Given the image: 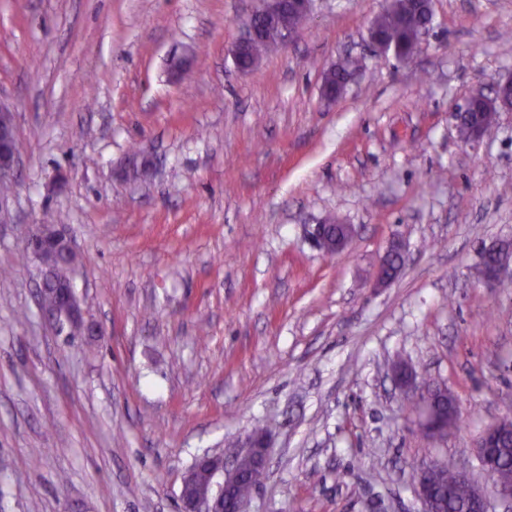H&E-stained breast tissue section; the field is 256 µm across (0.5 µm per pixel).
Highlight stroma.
<instances>
[{
	"label": "stroma",
	"mask_w": 512,
	"mask_h": 512,
	"mask_svg": "<svg viewBox=\"0 0 512 512\" xmlns=\"http://www.w3.org/2000/svg\"><path fill=\"white\" fill-rule=\"evenodd\" d=\"M255 0H0V100L20 164L0 223V512H178L204 453L268 433L247 512H419L430 460L512 417V288L479 284L512 243V111L477 146L454 112L512 76V0H433L406 61L370 46L383 0H313L239 72ZM358 59L336 102L321 89ZM185 60L180 78L171 67ZM353 225L342 253L309 237ZM61 225L95 340L54 326L34 224ZM406 262L378 286L391 240ZM407 362L462 424L431 441Z\"/></svg>",
	"instance_id": "obj_1"
}]
</instances>
